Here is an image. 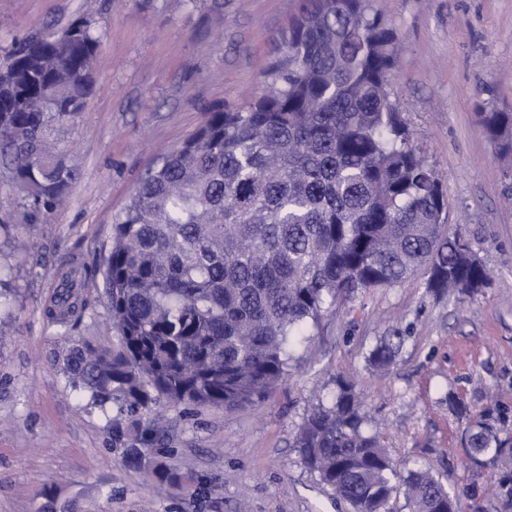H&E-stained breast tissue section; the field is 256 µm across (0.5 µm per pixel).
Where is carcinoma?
Masks as SVG:
<instances>
[{"label": "carcinoma", "mask_w": 512, "mask_h": 512, "mask_svg": "<svg viewBox=\"0 0 512 512\" xmlns=\"http://www.w3.org/2000/svg\"><path fill=\"white\" fill-rule=\"evenodd\" d=\"M397 32L368 0H299L265 72L241 106L212 107L181 147L161 157L113 220L100 266L61 274L52 322L74 387L106 409L135 415L162 402L234 410L264 400L288 375L291 343L325 306L417 273L426 287L486 286L463 226L448 230V198L390 96ZM101 45L88 20L31 35L0 63V168L22 219L53 212L77 179L57 134L96 90ZM512 156V112L479 113ZM101 275L117 344L69 335ZM395 328L370 353L393 362ZM355 386L337 381L294 439L303 463L352 512H388L403 484L411 512L453 501L427 472L397 470ZM468 459L512 453L488 419L467 429Z\"/></svg>", "instance_id": "obj_1"}]
</instances>
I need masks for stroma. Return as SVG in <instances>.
<instances>
[{
    "instance_id": "stroma-1",
    "label": "stroma",
    "mask_w": 512,
    "mask_h": 512,
    "mask_svg": "<svg viewBox=\"0 0 512 512\" xmlns=\"http://www.w3.org/2000/svg\"><path fill=\"white\" fill-rule=\"evenodd\" d=\"M299 0H0V57L29 33L79 18L102 35L97 90L60 135L78 178L36 224L9 221L17 200L0 172V512H351L293 444L307 416L352 379L396 464L431 471L458 512H512L497 486L512 457L471 465L481 418L512 432V159H500L480 111L512 112V0H370L398 30L390 92L423 158L442 178L448 224L464 225L490 272L473 295H438L415 275L324 312L300 337L289 373L263 403L234 411L165 403L163 437L134 439L152 415L94 406L55 360L46 310L62 267L98 264L112 218L161 154L216 105L263 90L276 38ZM75 336L111 347L103 286ZM393 328L405 341L378 369L369 354ZM174 476L159 486L155 464ZM52 497H44V489Z\"/></svg>"
}]
</instances>
